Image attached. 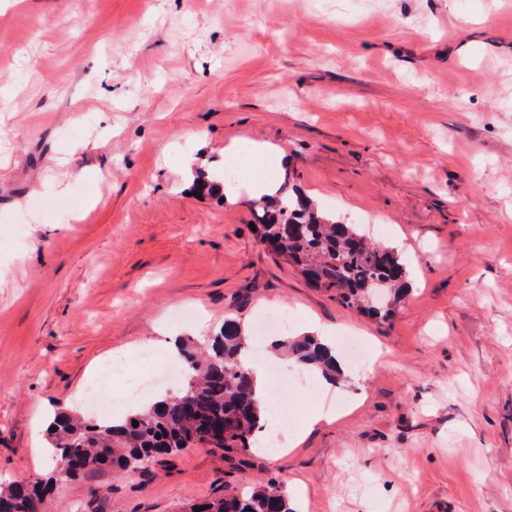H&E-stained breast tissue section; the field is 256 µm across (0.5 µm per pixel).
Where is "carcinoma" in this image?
<instances>
[{
	"instance_id": "obj_1",
	"label": "carcinoma",
	"mask_w": 512,
	"mask_h": 512,
	"mask_svg": "<svg viewBox=\"0 0 512 512\" xmlns=\"http://www.w3.org/2000/svg\"><path fill=\"white\" fill-rule=\"evenodd\" d=\"M254 215L260 241L295 264L311 287L332 292L342 306L382 322L394 316L407 292L406 268L398 253L367 241L354 225L321 212L286 183ZM375 286L388 298L382 310L367 302ZM275 348L297 366L316 368L333 382L340 376L336 355L314 336H295ZM248 351L249 335L236 319L224 320L217 333L203 340L188 336L180 344L187 370L178 390L120 419L90 418L60 407L51 423L55 430L47 431L49 448L69 479L142 472L153 461L199 446L246 452L264 421L245 358ZM56 480L50 475L0 487V512H46ZM197 507L203 512H292L288 493L273 480L249 495L226 486L223 494L195 503L187 512Z\"/></svg>"
}]
</instances>
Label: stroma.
<instances>
[{"label":"stroma","instance_id":"1","mask_svg":"<svg viewBox=\"0 0 512 512\" xmlns=\"http://www.w3.org/2000/svg\"><path fill=\"white\" fill-rule=\"evenodd\" d=\"M0 481L104 356L225 318L317 320L367 349L342 410L277 459L197 448L58 482L49 512H180L282 481L297 512H512V0H0ZM328 214L400 241L385 323L251 228L233 140Z\"/></svg>","mask_w":512,"mask_h":512}]
</instances>
